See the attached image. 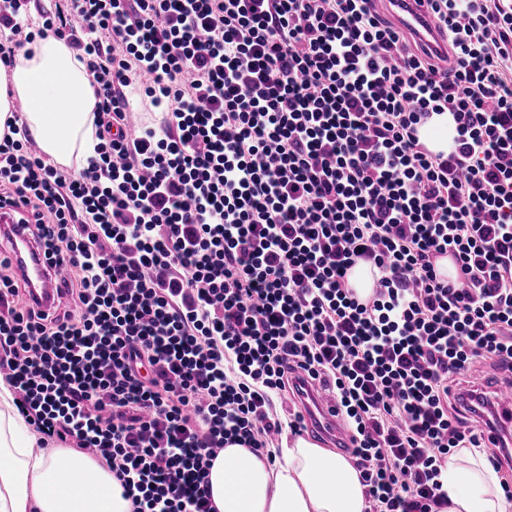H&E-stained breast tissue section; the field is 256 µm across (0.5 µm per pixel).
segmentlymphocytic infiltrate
Wrapping results in <instances>:
<instances>
[{
	"label": "lymphocytic infiltrate",
	"instance_id": "1",
	"mask_svg": "<svg viewBox=\"0 0 512 512\" xmlns=\"http://www.w3.org/2000/svg\"><path fill=\"white\" fill-rule=\"evenodd\" d=\"M0 0V65L35 39ZM450 65L377 0H58L45 14L97 100L71 169L0 139L67 308L33 306L0 256V376L40 435L105 461L131 512H215L225 444L270 452L322 384L369 512H442L454 448L512 464V0H427ZM87 23L76 30L73 17ZM160 114L126 130L132 88ZM450 113L449 152L418 129ZM452 251L454 279L437 254ZM364 262L380 288L348 286Z\"/></svg>",
	"mask_w": 512,
	"mask_h": 512
}]
</instances>
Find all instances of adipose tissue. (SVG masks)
I'll return each instance as SVG.
<instances>
[{
  "instance_id": "ef3b65f1",
  "label": "adipose tissue",
  "mask_w": 512,
  "mask_h": 512,
  "mask_svg": "<svg viewBox=\"0 0 512 512\" xmlns=\"http://www.w3.org/2000/svg\"><path fill=\"white\" fill-rule=\"evenodd\" d=\"M26 100L27 125L44 153L63 169L97 144L95 99L85 65L64 40L46 34L0 66V136ZM38 435L0 379V512H130L131 503L107 464L70 448L37 451ZM447 512H512V501L487 454L458 449L444 472ZM209 485L217 512H366L360 474L347 458L298 438L276 462L225 445L212 462Z\"/></svg>"
}]
</instances>
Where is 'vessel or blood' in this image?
<instances>
[{
	"mask_svg": "<svg viewBox=\"0 0 512 512\" xmlns=\"http://www.w3.org/2000/svg\"><path fill=\"white\" fill-rule=\"evenodd\" d=\"M395 18L409 29L419 41L436 45L438 35L429 24L425 0H393ZM16 261L27 295L44 307L61 308L67 302L62 286L64 273L50 270L43 260L35 255L30 238L19 234L13 237L8 251ZM305 391L311 403L304 410L305 417L316 418L319 428L327 437L335 440L337 447L350 448L352 435L346 430L334 411L333 402L324 395L320 385L315 382L306 384Z\"/></svg>",
	"mask_w": 512,
	"mask_h": 512,
	"instance_id": "1",
	"label": "vessel or blood"
}]
</instances>
